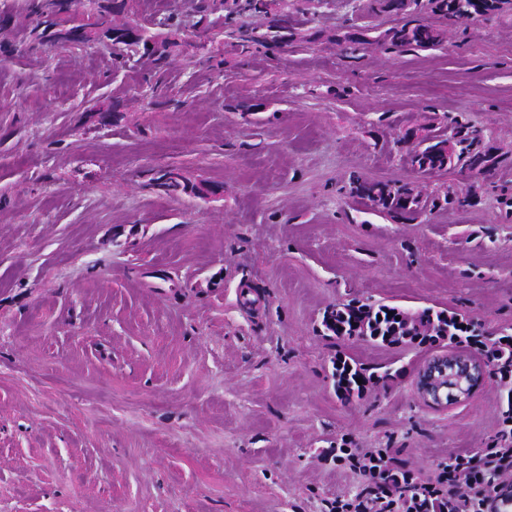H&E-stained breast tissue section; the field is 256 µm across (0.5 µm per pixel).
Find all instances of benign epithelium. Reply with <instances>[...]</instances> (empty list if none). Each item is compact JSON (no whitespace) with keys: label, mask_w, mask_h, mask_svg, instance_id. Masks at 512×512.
I'll list each match as a JSON object with an SVG mask.
<instances>
[{"label":"benign epithelium","mask_w":512,"mask_h":512,"mask_svg":"<svg viewBox=\"0 0 512 512\" xmlns=\"http://www.w3.org/2000/svg\"><path fill=\"white\" fill-rule=\"evenodd\" d=\"M488 376L479 353L442 348L419 367L415 388L420 398L437 409L467 402Z\"/></svg>","instance_id":"benign-epithelium-1"}]
</instances>
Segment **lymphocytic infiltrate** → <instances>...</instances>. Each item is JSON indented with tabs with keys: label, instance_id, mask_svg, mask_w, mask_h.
<instances>
[{
	"label": "lymphocytic infiltrate",
	"instance_id": "f902f5d3",
	"mask_svg": "<svg viewBox=\"0 0 512 512\" xmlns=\"http://www.w3.org/2000/svg\"><path fill=\"white\" fill-rule=\"evenodd\" d=\"M453 334L462 346L491 359L501 350L512 353L511 335L489 338L459 314L453 317ZM330 455L365 483L359 494L335 500L330 512H503L508 500L501 485L512 479V406L501 415L496 445L450 455L427 480L383 450L344 443Z\"/></svg>",
	"mask_w": 512,
	"mask_h": 512
}]
</instances>
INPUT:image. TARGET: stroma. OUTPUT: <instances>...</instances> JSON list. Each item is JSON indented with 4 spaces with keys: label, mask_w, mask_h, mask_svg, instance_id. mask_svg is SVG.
I'll return each instance as SVG.
<instances>
[{
    "label": "stroma",
    "mask_w": 512,
    "mask_h": 512,
    "mask_svg": "<svg viewBox=\"0 0 512 512\" xmlns=\"http://www.w3.org/2000/svg\"><path fill=\"white\" fill-rule=\"evenodd\" d=\"M28 4L0 0V512H326L363 487L322 457L341 440L425 478L492 444L496 377L436 411L413 385L433 348L322 320L358 302L512 334V0L455 20L282 0L281 41L225 37L221 66L201 43L227 0H137L181 24L148 99L151 59L31 46ZM420 19L438 46L375 45ZM456 120L486 175L413 171L406 150ZM166 166L211 193L165 195L148 171ZM363 182L428 207L380 213ZM345 357L398 375L339 398Z\"/></svg>",
    "instance_id": "stroma-1"
}]
</instances>
